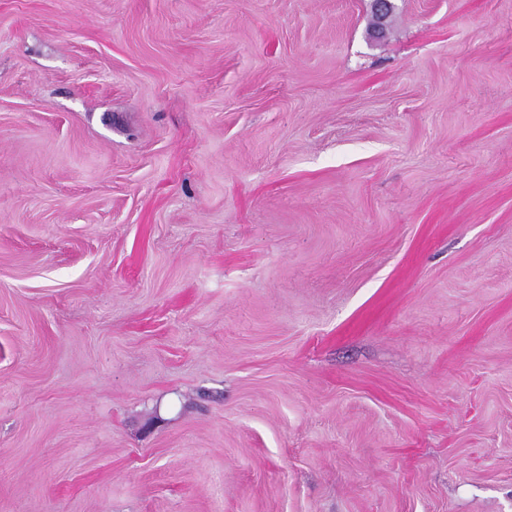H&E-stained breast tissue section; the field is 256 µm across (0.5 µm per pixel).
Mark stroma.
Masks as SVG:
<instances>
[{
  "mask_svg": "<svg viewBox=\"0 0 512 512\" xmlns=\"http://www.w3.org/2000/svg\"><path fill=\"white\" fill-rule=\"evenodd\" d=\"M0 0V512H512V0Z\"/></svg>",
  "mask_w": 512,
  "mask_h": 512,
  "instance_id": "stroma-1",
  "label": "stroma"
}]
</instances>
